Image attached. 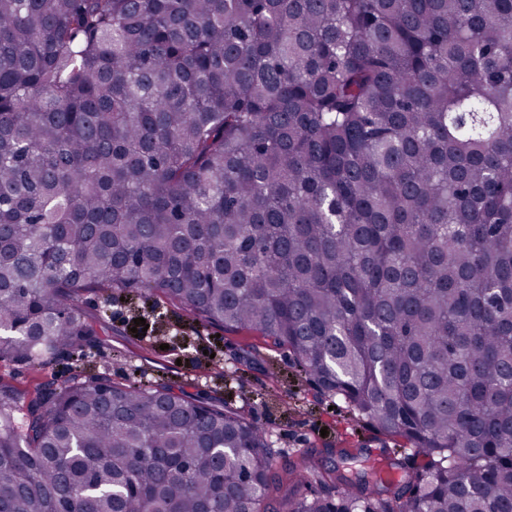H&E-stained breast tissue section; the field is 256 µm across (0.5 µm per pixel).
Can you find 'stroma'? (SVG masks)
Here are the masks:
<instances>
[{
    "label": "stroma",
    "mask_w": 512,
    "mask_h": 512,
    "mask_svg": "<svg viewBox=\"0 0 512 512\" xmlns=\"http://www.w3.org/2000/svg\"><path fill=\"white\" fill-rule=\"evenodd\" d=\"M84 306L92 315L102 308L108 313V329L95 346L54 357L42 371L0 360V385L22 398L40 383L61 382L77 372L106 371L123 383L162 381L238 410L272 434L275 448L305 457L319 470L339 463L344 452L394 458L411 471L425 464L408 451L406 439L377 432L351 416L343 400L320 395L300 375L288 349L268 346L256 332L218 333L198 326L184 311L152 306L136 294L109 303L88 294ZM140 317L148 330L138 337L132 327ZM250 348L260 353L257 364L240 365L238 356Z\"/></svg>",
    "instance_id": "1"
}]
</instances>
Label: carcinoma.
<instances>
[{"instance_id": "obj_1", "label": "carcinoma", "mask_w": 512, "mask_h": 512, "mask_svg": "<svg viewBox=\"0 0 512 512\" xmlns=\"http://www.w3.org/2000/svg\"><path fill=\"white\" fill-rule=\"evenodd\" d=\"M116 290L286 348L427 463L270 478L157 385L0 387V512H512V0H0V360Z\"/></svg>"}]
</instances>
